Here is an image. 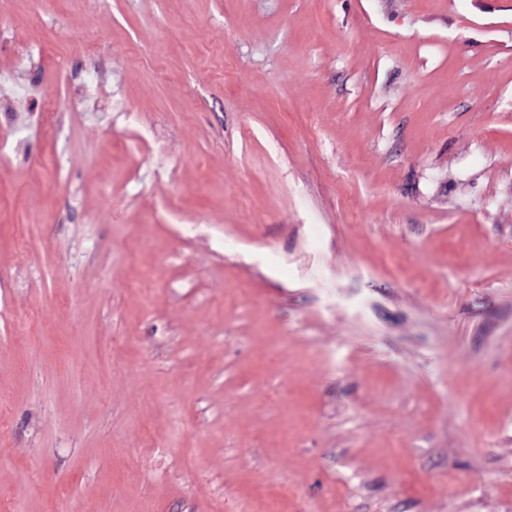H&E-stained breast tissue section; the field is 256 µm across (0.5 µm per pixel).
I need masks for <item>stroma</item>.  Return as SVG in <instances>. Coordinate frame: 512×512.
I'll return each instance as SVG.
<instances>
[{
  "label": "stroma",
  "instance_id": "stroma-1",
  "mask_svg": "<svg viewBox=\"0 0 512 512\" xmlns=\"http://www.w3.org/2000/svg\"><path fill=\"white\" fill-rule=\"evenodd\" d=\"M219 507L512 512V0H0V512Z\"/></svg>",
  "mask_w": 512,
  "mask_h": 512
}]
</instances>
